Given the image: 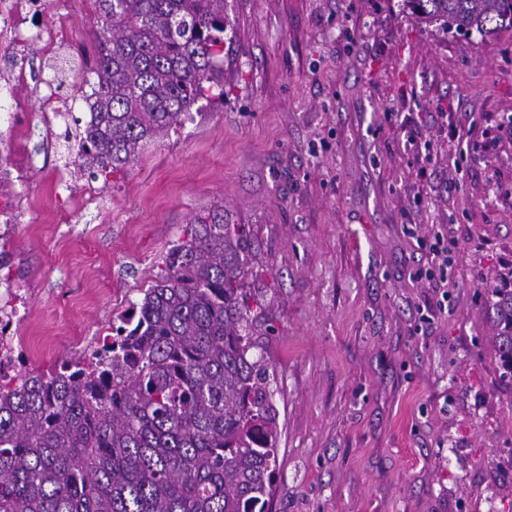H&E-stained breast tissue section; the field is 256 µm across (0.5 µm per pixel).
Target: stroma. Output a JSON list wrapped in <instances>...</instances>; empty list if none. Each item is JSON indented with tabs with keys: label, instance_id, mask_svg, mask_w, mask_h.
Returning <instances> with one entry per match:
<instances>
[{
	"label": "stroma",
	"instance_id": "35a3bbf8",
	"mask_svg": "<svg viewBox=\"0 0 512 512\" xmlns=\"http://www.w3.org/2000/svg\"><path fill=\"white\" fill-rule=\"evenodd\" d=\"M61 49L28 52L23 93L80 86L89 0ZM403 0H228L224 104L109 179L67 187L76 157L16 183L10 266L28 318L15 337L45 370L108 335L192 216L247 225L245 278L278 410L266 512H512V386L484 312L512 261V30L437 36ZM443 232L448 266L426 263Z\"/></svg>",
	"mask_w": 512,
	"mask_h": 512
}]
</instances>
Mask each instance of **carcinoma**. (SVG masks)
I'll use <instances>...</instances> for the list:
<instances>
[{
    "label": "carcinoma",
    "instance_id": "carcinoma-1",
    "mask_svg": "<svg viewBox=\"0 0 512 512\" xmlns=\"http://www.w3.org/2000/svg\"><path fill=\"white\" fill-rule=\"evenodd\" d=\"M227 0H93L101 22L87 175L114 174L224 104ZM442 33L512 28V0H405ZM250 233L217 203L193 216L121 325L54 368L0 364V512H265L278 448L268 367L244 288ZM500 378L512 385V262L487 289Z\"/></svg>",
    "mask_w": 512,
    "mask_h": 512
}]
</instances>
